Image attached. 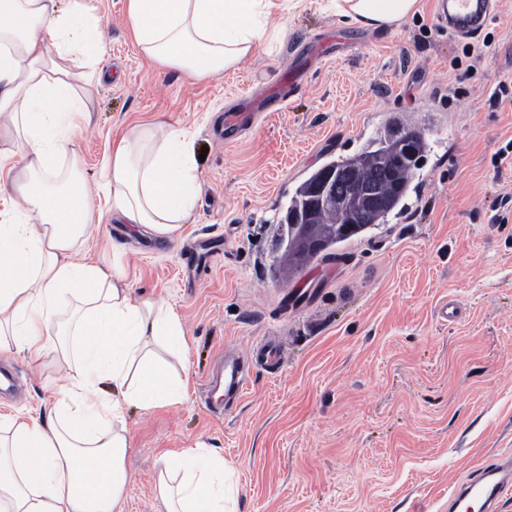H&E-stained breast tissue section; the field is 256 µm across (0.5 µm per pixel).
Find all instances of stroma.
I'll list each match as a JSON object with an SVG mask.
<instances>
[{"label":"stroma","instance_id":"35a3bbf8","mask_svg":"<svg viewBox=\"0 0 512 512\" xmlns=\"http://www.w3.org/2000/svg\"><path fill=\"white\" fill-rule=\"evenodd\" d=\"M437 0L395 31H369L303 0L273 15L288 35L205 82L149 66L124 25L126 0H100L109 33L90 119L76 135L83 177L100 181L125 126L156 119L192 128L206 147L197 220L180 236L93 225L88 257L119 263L138 295L172 305L188 346L186 401L128 408L131 475L122 512H165L161 457L211 448L233 471L239 512H448V492L476 464L512 455V0H496L482 37L452 36ZM303 93L232 143L216 133L248 89L275 92L283 73ZM424 130L428 151L404 208L296 272L276 266L279 219L296 188L355 154L392 116ZM211 245L205 275L182 247ZM454 303L459 312L443 318ZM282 342L285 363L250 366L223 414L199 402L221 354ZM15 367L0 416H39L63 370L54 356Z\"/></svg>","mask_w":512,"mask_h":512}]
</instances>
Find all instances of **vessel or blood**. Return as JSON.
Here are the masks:
<instances>
[{
  "instance_id": "obj_1",
  "label": "vessel or blood",
  "mask_w": 512,
  "mask_h": 512,
  "mask_svg": "<svg viewBox=\"0 0 512 512\" xmlns=\"http://www.w3.org/2000/svg\"><path fill=\"white\" fill-rule=\"evenodd\" d=\"M491 0H441L436 14L440 29L455 35L480 33L493 19ZM256 363L277 368L285 361L282 347L258 341L253 352ZM247 389L243 363L223 357L218 370L202 387L204 404L214 413L223 414L225 401L238 399ZM512 490V464L498 463L479 468L467 484L454 489L448 496L450 512H494L500 497Z\"/></svg>"
}]
</instances>
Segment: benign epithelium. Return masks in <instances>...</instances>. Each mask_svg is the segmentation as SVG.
Returning a JSON list of instances; mask_svg holds the SVG:
<instances>
[{
	"mask_svg": "<svg viewBox=\"0 0 512 512\" xmlns=\"http://www.w3.org/2000/svg\"><path fill=\"white\" fill-rule=\"evenodd\" d=\"M392 142L406 153L413 143L423 139L422 132L416 128H404L393 125L388 130ZM400 158H381L372 165L373 175L366 181L355 179L345 169H324L314 183L312 198L306 210V223L301 225L298 246L311 252H318L325 241L312 234L314 221L323 211H334L344 216L348 224H365L374 219L380 211L385 196L382 191L394 193L399 190L398 165ZM346 180L349 190L336 193V182Z\"/></svg>",
	"mask_w": 512,
	"mask_h": 512,
	"instance_id": "7a95c632",
	"label": "benign epithelium"
}]
</instances>
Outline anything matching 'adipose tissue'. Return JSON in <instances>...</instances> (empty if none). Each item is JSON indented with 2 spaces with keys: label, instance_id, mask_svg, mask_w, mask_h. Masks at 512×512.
Returning <instances> with one entry per match:
<instances>
[{
  "label": "adipose tissue",
  "instance_id": "ef3b65f1",
  "mask_svg": "<svg viewBox=\"0 0 512 512\" xmlns=\"http://www.w3.org/2000/svg\"><path fill=\"white\" fill-rule=\"evenodd\" d=\"M283 0H127L125 25L153 66L207 81L272 48ZM368 30H394L420 0H324ZM107 29L93 0H0V349L29 361L56 352L65 381L41 418L0 419V512H118L130 480L127 407L182 402L187 381L167 355L186 350L180 315L135 296L124 269L81 258L91 225L111 214L138 233L173 238L201 194L192 132L138 122L112 144L102 211L81 176L74 131L103 76ZM68 167H61V160ZM73 312L61 320L60 308ZM224 459H162L166 512H237Z\"/></svg>",
  "mask_w": 512,
  "mask_h": 512
}]
</instances>
